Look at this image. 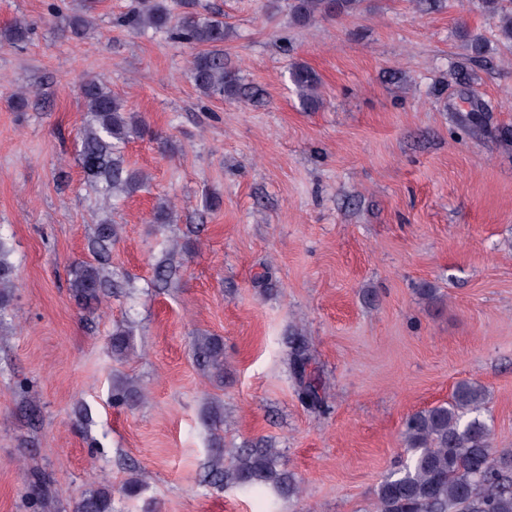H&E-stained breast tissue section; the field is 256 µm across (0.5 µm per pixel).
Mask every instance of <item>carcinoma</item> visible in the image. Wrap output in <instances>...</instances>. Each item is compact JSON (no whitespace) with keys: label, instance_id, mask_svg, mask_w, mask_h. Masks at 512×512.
Instances as JSON below:
<instances>
[{"label":"carcinoma","instance_id":"cac0c4a2","mask_svg":"<svg viewBox=\"0 0 512 512\" xmlns=\"http://www.w3.org/2000/svg\"><path fill=\"white\" fill-rule=\"evenodd\" d=\"M361 0H289L292 19L305 24L317 17L350 14L358 10ZM177 13L168 0H138L137 8L117 18L120 26L142 31L163 32L175 43L198 49L191 60V78L206 96L236 99L244 88L236 69L224 62V22L204 17L187 3ZM484 12L497 20L499 35L512 40V7L505 0H482ZM30 25L16 22L0 30V47L25 42ZM290 80L299 91L303 108L314 110L320 105L319 75L309 66L298 63ZM89 120L78 138L79 160L91 183L98 186L105 200L130 196L147 188L148 177L128 167L123 158L126 144L147 133L146 125L126 108L124 100L112 94L104 82L92 78L81 88ZM174 221L170 201H158L152 222ZM121 232V225L103 220L97 225L94 245L108 249ZM10 250L0 236V309L9 306L13 287V263ZM103 270L83 262L71 270L70 288L75 300L97 308L106 303ZM112 351L118 357L133 352L131 332L119 326L112 332ZM194 357L199 366L216 382H224V341L219 336H200L195 340ZM302 400L312 408L324 406L317 385L303 386ZM485 392L475 383L456 386L447 403L430 406L410 415L404 425L403 441L411 452L410 462L383 479L377 487L373 512H512V448H496L493 433L483 416ZM204 422L221 440L224 413L209 408ZM280 450L255 444L240 448L223 469L214 474L224 485L241 491L271 486L279 495L299 496L301 489L291 475L279 469ZM76 512H112L111 490L102 486L84 496Z\"/></svg>","mask_w":512,"mask_h":512}]
</instances>
